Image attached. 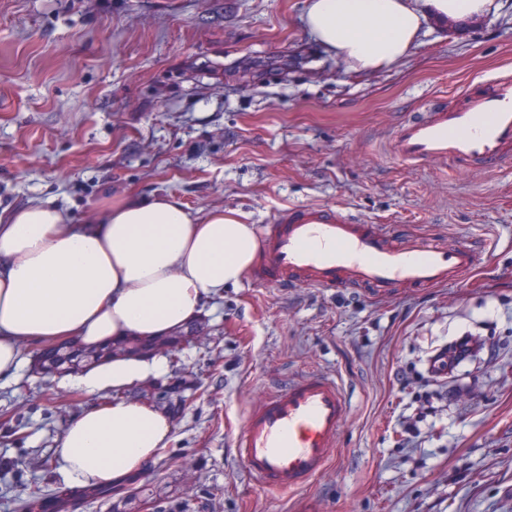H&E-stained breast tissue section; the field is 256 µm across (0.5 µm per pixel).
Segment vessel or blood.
Masks as SVG:
<instances>
[{"label": "vessel or blood", "mask_w": 512, "mask_h": 512, "mask_svg": "<svg viewBox=\"0 0 512 512\" xmlns=\"http://www.w3.org/2000/svg\"><path fill=\"white\" fill-rule=\"evenodd\" d=\"M395 156L462 171L512 163V76L484 79L451 104L399 123ZM250 272L260 284L362 288L375 293L445 285L474 271L476 247L400 241L387 225L360 224L331 206L306 205L265 225ZM350 405L339 381L309 372L267 394L235 437L245 473L263 489L297 491L324 469Z\"/></svg>", "instance_id": "obj_1"}]
</instances>
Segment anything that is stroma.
Instances as JSON below:
<instances>
[{
  "label": "stroma",
  "instance_id": "obj_1",
  "mask_svg": "<svg viewBox=\"0 0 512 512\" xmlns=\"http://www.w3.org/2000/svg\"><path fill=\"white\" fill-rule=\"evenodd\" d=\"M473 23L426 26L398 64L351 71L306 32V0H0V210L51 200L81 224L133 196L263 231L289 207H337L398 236L487 241L469 280L371 299L357 289L243 278L169 356L192 378L172 440L142 478L153 512H512V166L493 173L393 154L398 123L512 71V0ZM492 362L461 364L408 442L419 384L400 369L463 332ZM0 380V457L54 453L102 404L33 373ZM336 376L351 399L327 469L306 489L258 488L236 430L288 378ZM219 496H210V489Z\"/></svg>",
  "mask_w": 512,
  "mask_h": 512
}]
</instances>
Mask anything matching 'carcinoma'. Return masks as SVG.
Here are the masks:
<instances>
[{"label": "carcinoma", "mask_w": 512, "mask_h": 512, "mask_svg": "<svg viewBox=\"0 0 512 512\" xmlns=\"http://www.w3.org/2000/svg\"><path fill=\"white\" fill-rule=\"evenodd\" d=\"M196 340L192 333L184 335L166 336L150 341L137 340L135 342L128 338L115 340L98 347H82L74 342L64 341L48 350L36 349L33 354V363L39 373L52 376L54 374H65L71 371L81 370L90 365L100 363L117 354H139L145 351H163L167 354L173 352L182 344H190ZM141 401L152 405L154 403H166L167 395L162 388L155 385L143 386L139 389ZM29 468L33 478L26 485V495L20 501V512H48V500L45 493V478L50 471L49 459L31 460ZM141 490L138 481L127 480L123 488L118 489L110 485L99 488L87 489L84 495L95 500H102L109 503L110 512H127L131 500L125 498V491Z\"/></svg>", "instance_id": "carcinoma-1"}]
</instances>
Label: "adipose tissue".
<instances>
[{"label": "adipose tissue", "mask_w": 512, "mask_h": 512, "mask_svg": "<svg viewBox=\"0 0 512 512\" xmlns=\"http://www.w3.org/2000/svg\"><path fill=\"white\" fill-rule=\"evenodd\" d=\"M496 0H307L306 29L355 72L400 62L425 23L473 20ZM259 238L242 214L199 216L175 194L130 198L83 224L52 202L0 214V377L22 364L23 347L122 336H169L207 302L238 284ZM164 358L121 355L70 378L88 393L165 376ZM171 420L149 405L114 400L72 417L54 448L67 487L115 485L146 469L171 441Z\"/></svg>", "instance_id": "1"}]
</instances>
